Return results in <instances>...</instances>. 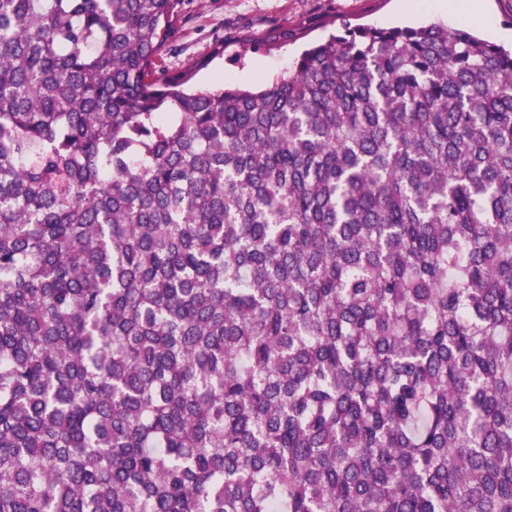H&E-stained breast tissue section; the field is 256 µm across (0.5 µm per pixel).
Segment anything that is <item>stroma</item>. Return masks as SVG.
Masks as SVG:
<instances>
[{"instance_id":"35a3bbf8","label":"stroma","mask_w":512,"mask_h":512,"mask_svg":"<svg viewBox=\"0 0 512 512\" xmlns=\"http://www.w3.org/2000/svg\"><path fill=\"white\" fill-rule=\"evenodd\" d=\"M482 7L488 21L475 25V32L512 43V0H483ZM344 21L381 28L457 24L451 14L415 10L407 0H184L162 65L191 70L189 86L196 91L225 82L257 88L287 72L304 48Z\"/></svg>"}]
</instances>
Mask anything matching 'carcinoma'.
<instances>
[{
  "mask_svg": "<svg viewBox=\"0 0 512 512\" xmlns=\"http://www.w3.org/2000/svg\"><path fill=\"white\" fill-rule=\"evenodd\" d=\"M182 4L0 0V512H512V52ZM406 1L185 0L162 66L181 72L199 63L188 83L195 91L223 81L257 88L287 72L304 48L338 30L342 20L381 28L459 22L445 12L414 10Z\"/></svg>",
  "mask_w": 512,
  "mask_h": 512,
  "instance_id": "obj_1",
  "label": "carcinoma"
}]
</instances>
